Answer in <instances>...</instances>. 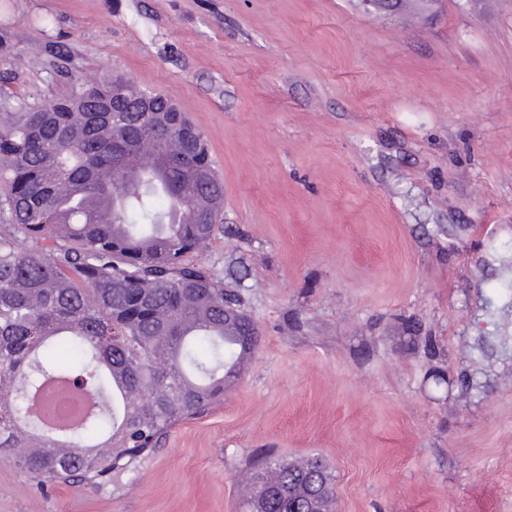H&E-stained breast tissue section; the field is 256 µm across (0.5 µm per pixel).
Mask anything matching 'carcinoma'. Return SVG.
Returning a JSON list of instances; mask_svg holds the SVG:
<instances>
[{"label":"carcinoma","mask_w":512,"mask_h":512,"mask_svg":"<svg viewBox=\"0 0 512 512\" xmlns=\"http://www.w3.org/2000/svg\"><path fill=\"white\" fill-rule=\"evenodd\" d=\"M142 96L105 79L0 112V459L43 484L123 468L218 402L258 344L240 298L192 260L219 231L224 186L200 135L166 107L143 114ZM50 377L95 393L62 433L44 414L69 394L32 403ZM253 468L244 512H295L313 469L317 512H333L322 459Z\"/></svg>","instance_id":"carcinoma-1"}]
</instances>
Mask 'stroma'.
Returning <instances> with one entry per match:
<instances>
[{"label":"stroma","mask_w":512,"mask_h":512,"mask_svg":"<svg viewBox=\"0 0 512 512\" xmlns=\"http://www.w3.org/2000/svg\"><path fill=\"white\" fill-rule=\"evenodd\" d=\"M0 36V106L122 77L201 130L197 260L260 336L109 478L0 462V512H242L268 451L334 512H512V0H0Z\"/></svg>","instance_id":"1"}]
</instances>
